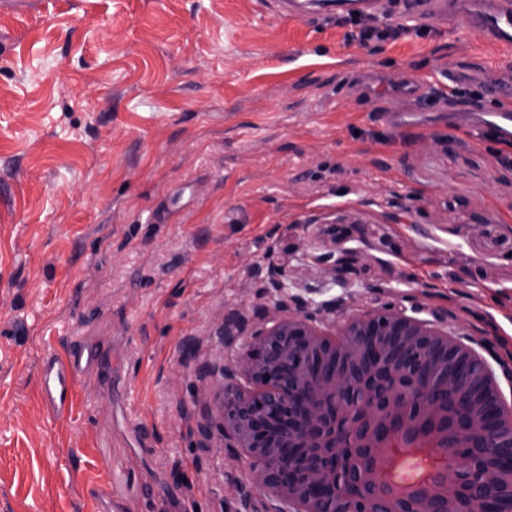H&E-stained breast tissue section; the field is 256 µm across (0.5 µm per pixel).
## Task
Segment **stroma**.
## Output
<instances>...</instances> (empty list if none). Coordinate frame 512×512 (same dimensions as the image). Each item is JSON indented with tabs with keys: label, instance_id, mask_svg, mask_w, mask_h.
Returning a JSON list of instances; mask_svg holds the SVG:
<instances>
[{
	"label": "stroma",
	"instance_id": "stroma-1",
	"mask_svg": "<svg viewBox=\"0 0 512 512\" xmlns=\"http://www.w3.org/2000/svg\"><path fill=\"white\" fill-rule=\"evenodd\" d=\"M345 34L276 0H0V512H274L219 371L302 300L416 310L512 379V146L442 100L391 127L365 81L397 108L504 54ZM64 349L92 367L57 417ZM433 93V87L423 80L405 79L398 83L397 95L406 101L423 99ZM90 360L82 354L49 353L40 364V392L45 403L58 416L73 412L76 400V378L85 372Z\"/></svg>",
	"mask_w": 512,
	"mask_h": 512
}]
</instances>
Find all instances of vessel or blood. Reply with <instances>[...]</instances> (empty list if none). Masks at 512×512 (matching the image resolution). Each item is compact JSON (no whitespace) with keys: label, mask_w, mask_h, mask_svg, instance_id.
<instances>
[{"label":"vessel or blood","mask_w":512,"mask_h":512,"mask_svg":"<svg viewBox=\"0 0 512 512\" xmlns=\"http://www.w3.org/2000/svg\"><path fill=\"white\" fill-rule=\"evenodd\" d=\"M284 16H350L378 20L453 19L467 32L485 43L512 49V0H284ZM450 83L474 86L482 95L495 99L493 108H483L473 101L472 110L481 112L486 130L498 138L512 141V86L489 80L480 69L449 68ZM433 92L423 80L399 81L398 96L406 101L423 99ZM89 367L81 354H47L40 364V392L45 403L59 416L73 412L76 400V379Z\"/></svg>","instance_id":"b4317fda"}]
</instances>
